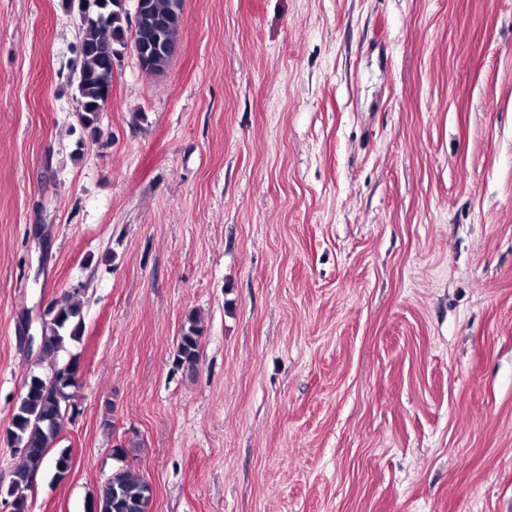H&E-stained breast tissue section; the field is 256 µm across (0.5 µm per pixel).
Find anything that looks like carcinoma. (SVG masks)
<instances>
[{"label":"carcinoma","mask_w":512,"mask_h":512,"mask_svg":"<svg viewBox=\"0 0 512 512\" xmlns=\"http://www.w3.org/2000/svg\"><path fill=\"white\" fill-rule=\"evenodd\" d=\"M88 19L80 23L79 68L77 89L80 97V123L95 135L99 132V110L102 99L112 91L113 71L107 61L108 54L123 48L130 31L129 16L121 0H84ZM83 331V311L80 302L67 294L49 305V316L41 322L43 345L39 363H47L48 371L38 373L40 383L25 387L15 407L11 421L12 447L23 448V463L17 471L31 475L34 466L48 461L57 480L66 478L72 468L73 457L68 448L54 455L49 450L57 445L72 405V383L57 394L54 381L74 372L79 359L71 357L58 361V355L71 342L80 340ZM203 327L196 314H190L181 327L175 349V359L194 363L201 350ZM112 453L124 460L113 469L102 492L91 500L90 512H150L151 486L131 470L129 450L122 445Z\"/></svg>","instance_id":"carcinoma-1"}]
</instances>
